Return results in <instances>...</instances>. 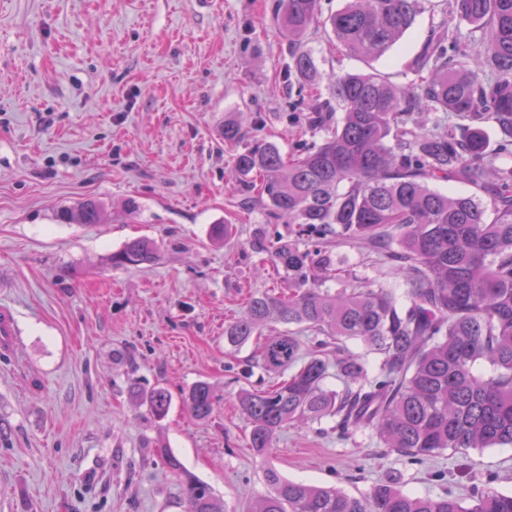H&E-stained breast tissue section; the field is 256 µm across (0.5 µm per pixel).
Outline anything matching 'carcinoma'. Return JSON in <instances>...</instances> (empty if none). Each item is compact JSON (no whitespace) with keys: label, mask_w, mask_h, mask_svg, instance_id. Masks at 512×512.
I'll list each match as a JSON object with an SVG mask.
<instances>
[{"label":"carcinoma","mask_w":512,"mask_h":512,"mask_svg":"<svg viewBox=\"0 0 512 512\" xmlns=\"http://www.w3.org/2000/svg\"><path fill=\"white\" fill-rule=\"evenodd\" d=\"M320 2L275 6L294 45L293 72L306 82V111L290 122L310 138L286 155L276 142L224 123L244 203L264 215L249 249L284 284L278 293L250 294L244 313L224 328L232 349L264 336L256 366L280 378L236 395L251 448L265 461L285 426L325 418L341 435L369 430L383 455L416 463L448 449L511 448L512 165L498 160L512 158V0H452L448 27L431 32L409 64L414 79L395 85L382 75L338 74L327 99L306 45L311 28L329 26L344 55L378 58L412 26L420 0H347L323 22ZM462 24L479 40L463 35ZM450 180L468 181L479 194L451 196L429 185ZM139 212L130 200L111 217L86 198L56 218L94 225ZM278 224L301 230L286 240L272 230ZM343 242L392 266L410 304L382 284L342 278L335 250ZM158 254L154 241L135 238L112 254V264L150 265ZM331 278L346 287L322 288ZM302 334L311 337L305 349ZM351 342L364 352H353ZM332 376L342 389L327 386ZM145 401L162 418L170 397L154 389ZM214 403L207 382L185 396L201 420ZM265 480L268 490L251 512H512V494L488 483L467 505L448 491L407 494L395 478L358 497L288 480L270 464ZM185 498L187 512H224L190 475Z\"/></svg>","instance_id":"obj_1"}]
</instances>
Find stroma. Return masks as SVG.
<instances>
[{
    "label": "stroma",
    "instance_id": "35a3bbf8",
    "mask_svg": "<svg viewBox=\"0 0 512 512\" xmlns=\"http://www.w3.org/2000/svg\"><path fill=\"white\" fill-rule=\"evenodd\" d=\"M421 5L373 60L311 34L320 85L345 72L409 82L408 62L448 19L449 0ZM292 51L274 0H0V303L16 333L0 348V512H184L188 474L225 512H249L268 464L355 496L391 473L418 495H465L489 478L512 491V448L483 451L477 469L463 450L415 465L327 419L284 428L268 459L250 447L234 396L265 373H242L257 342L230 350L224 326L275 276L248 249L261 217L225 177L222 129L255 122L293 150ZM87 197L116 212L136 200L139 221H56ZM224 221L231 237L211 243ZM139 236L158 243V261L113 266ZM200 381L216 397L206 420L183 402ZM155 388L171 398L162 419L144 398Z\"/></svg>",
    "mask_w": 512,
    "mask_h": 512
}]
</instances>
